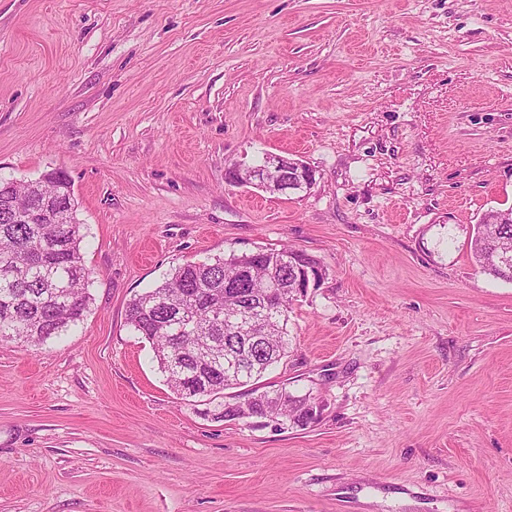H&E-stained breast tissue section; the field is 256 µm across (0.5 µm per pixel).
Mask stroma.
<instances>
[{"instance_id":"1","label":"stroma","mask_w":512,"mask_h":512,"mask_svg":"<svg viewBox=\"0 0 512 512\" xmlns=\"http://www.w3.org/2000/svg\"><path fill=\"white\" fill-rule=\"evenodd\" d=\"M292 196L229 185L264 153ZM65 172L94 303L0 341V512H512V0H0V176ZM325 275L259 381L316 421H219L126 322L188 262ZM315 179V171L307 164L288 157L265 154L259 162L239 163L228 172L232 185H254L269 193L300 194ZM492 220L502 224H487ZM493 247L496 251L512 252V209L488 210L470 240L471 258L479 271L495 279L512 282V275L492 259Z\"/></svg>"}]
</instances>
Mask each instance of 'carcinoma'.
Segmentation results:
<instances>
[{
	"label": "carcinoma",
	"mask_w": 512,
	"mask_h": 512,
	"mask_svg": "<svg viewBox=\"0 0 512 512\" xmlns=\"http://www.w3.org/2000/svg\"><path fill=\"white\" fill-rule=\"evenodd\" d=\"M70 187L62 171L45 174L35 186L0 177V205L5 198L10 202V212L0 208V340L39 347L65 335L90 309L92 272L83 261L84 225ZM46 198L59 199L57 218L30 223L28 212ZM494 249L512 252V209L487 211L470 240L479 271L512 282V275L492 259ZM301 259L317 264L291 247L184 264L129 301L127 323L152 344L168 387L186 399L208 401L206 414L221 421L270 418L303 427L317 419L312 394L249 387L288 354L289 313L302 281L287 268ZM274 278L283 281V288L272 298L265 284ZM246 304L264 314L266 341L247 338V327L234 321ZM226 357L247 365L249 377L229 373ZM241 387L247 388L245 399L219 401L225 390Z\"/></svg>",
	"instance_id": "obj_1"
}]
</instances>
